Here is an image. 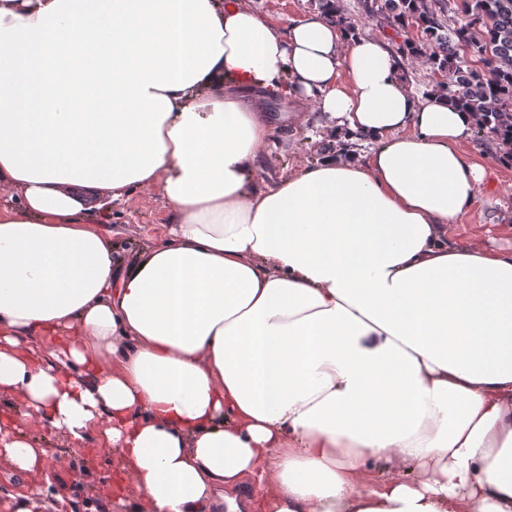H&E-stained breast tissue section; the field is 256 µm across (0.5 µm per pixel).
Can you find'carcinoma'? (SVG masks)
I'll return each instance as SVG.
<instances>
[{
    "label": "carcinoma",
    "instance_id": "carcinoma-1",
    "mask_svg": "<svg viewBox=\"0 0 512 512\" xmlns=\"http://www.w3.org/2000/svg\"><path fill=\"white\" fill-rule=\"evenodd\" d=\"M432 2L362 0V7L391 24H417L421 39L404 41L399 52L448 75V82L435 88L478 113L481 131L511 144L512 0H461L465 22L453 29L444 25Z\"/></svg>",
    "mask_w": 512,
    "mask_h": 512
}]
</instances>
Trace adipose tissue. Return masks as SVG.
I'll return each mask as SVG.
<instances>
[{
	"instance_id": "adipose-tissue-1",
	"label": "adipose tissue",
	"mask_w": 512,
	"mask_h": 512,
	"mask_svg": "<svg viewBox=\"0 0 512 512\" xmlns=\"http://www.w3.org/2000/svg\"><path fill=\"white\" fill-rule=\"evenodd\" d=\"M278 97L324 150L261 179ZM480 119L250 0H0V458L104 437L129 512H512V253L452 241ZM171 215L129 266L94 223Z\"/></svg>"
}]
</instances>
